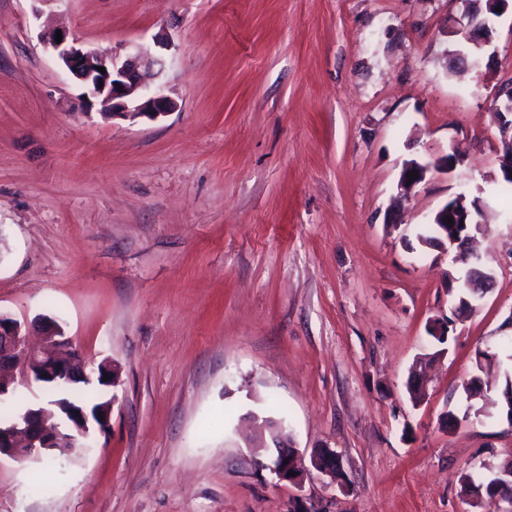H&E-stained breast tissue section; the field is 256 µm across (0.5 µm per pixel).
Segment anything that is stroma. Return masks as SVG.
<instances>
[{
  "mask_svg": "<svg viewBox=\"0 0 512 512\" xmlns=\"http://www.w3.org/2000/svg\"><path fill=\"white\" fill-rule=\"evenodd\" d=\"M457 0H0V313L58 321L86 373L112 361L111 428L0 460V512H288L250 414L294 448L322 512H497L460 493L512 456L499 408L467 399L479 352L512 378V204L476 235L493 289L462 316L464 270L417 234L458 193L489 198L490 104L512 83V15L483 85L448 73ZM163 62L176 108L107 117L43 42ZM386 220L402 164L452 146ZM449 319L446 343L428 333ZM424 359L426 395L408 392Z\"/></svg>",
  "mask_w": 512,
  "mask_h": 512,
  "instance_id": "obj_1",
  "label": "stroma"
}]
</instances>
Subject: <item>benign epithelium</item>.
<instances>
[{
  "instance_id": "obj_1",
  "label": "benign epithelium",
  "mask_w": 512,
  "mask_h": 512,
  "mask_svg": "<svg viewBox=\"0 0 512 512\" xmlns=\"http://www.w3.org/2000/svg\"><path fill=\"white\" fill-rule=\"evenodd\" d=\"M472 1L485 3L486 11L492 17L512 8V0H457L461 4L460 15L454 17L447 30L455 38L453 49L447 53L449 69L459 66L471 71L477 83L484 82V72L479 63L481 51L492 44L495 29L479 14L471 11ZM53 52L64 67L85 88L84 98L100 100L102 111L109 116L116 114L147 116L156 119L172 111L175 103L166 96L157 94L145 82V74L161 65V60L139 49L119 60L114 54L95 49H85L75 41L68 40L62 33L61 42L51 40ZM104 68L105 72L98 71ZM496 97L503 98L498 112L494 113L498 132L499 171L512 178V86L499 89ZM465 161V152L458 147L437 157L432 162L421 163L416 159L404 161L397 182L400 196H409L430 171L449 173ZM418 178L410 180V173ZM482 205L479 200L467 201L466 194L460 193L449 199L431 216L429 223L443 226L441 238L432 247L448 253H455L456 260L467 263L474 260L469 245L472 232L480 227L478 217ZM453 224H448V219ZM465 284L469 288L489 291L493 274L487 269L472 267L467 272ZM42 340L37 346L27 342V327L19 320L0 314V398L9 394L17 382L37 383L41 386L51 383L59 388L81 378L89 383L102 380L109 375L108 385L118 383L119 372L111 362L99 365L96 377L85 370L84 355L73 348L61 326L52 318L39 321ZM115 398H110L104 413L95 417L90 412L70 406L61 401L33 405L18 414L12 423L0 424V458L38 459L58 448L72 446L74 435L86 436L92 431L107 433L111 426L112 407ZM273 442L271 463L255 462L259 469L271 468L279 479L296 489H302L304 476L311 469L320 473H341L342 461L332 448H316L304 456L292 446L289 436L281 424L271 428ZM296 475L291 476L289 472Z\"/></svg>"
}]
</instances>
